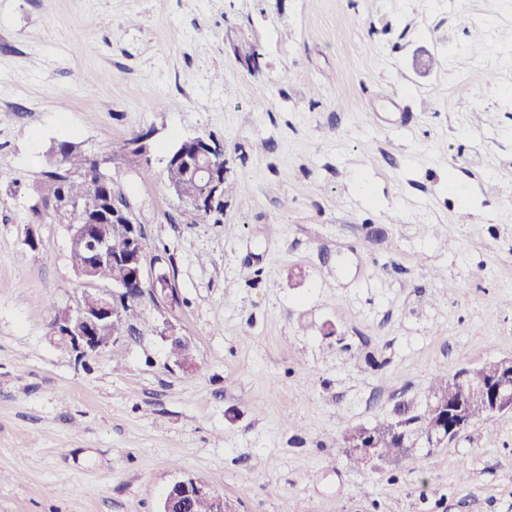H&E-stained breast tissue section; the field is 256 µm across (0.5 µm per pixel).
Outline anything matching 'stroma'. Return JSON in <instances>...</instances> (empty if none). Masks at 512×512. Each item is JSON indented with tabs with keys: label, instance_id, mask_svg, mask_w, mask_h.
Segmentation results:
<instances>
[{
	"label": "stroma",
	"instance_id": "35a3bbf8",
	"mask_svg": "<svg viewBox=\"0 0 512 512\" xmlns=\"http://www.w3.org/2000/svg\"><path fill=\"white\" fill-rule=\"evenodd\" d=\"M508 27L505 0H0V512H160L186 474L236 512H512V415L422 473L340 451L435 373L512 357ZM136 132L146 177L112 154ZM196 135L237 188L218 223H177L165 180ZM60 141L179 294L82 358L53 332L85 289L69 233L32 211Z\"/></svg>",
	"mask_w": 512,
	"mask_h": 512
}]
</instances>
